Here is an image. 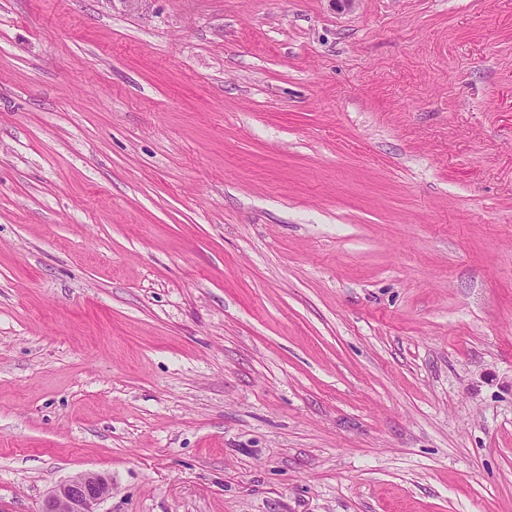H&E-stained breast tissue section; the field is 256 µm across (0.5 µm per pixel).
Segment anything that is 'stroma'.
<instances>
[{"mask_svg": "<svg viewBox=\"0 0 512 512\" xmlns=\"http://www.w3.org/2000/svg\"><path fill=\"white\" fill-rule=\"evenodd\" d=\"M512 512V0H0V512ZM111 490L112 485L102 475L79 473L60 484L45 499L42 512H99L100 502Z\"/></svg>", "mask_w": 512, "mask_h": 512, "instance_id": "1", "label": "stroma"}]
</instances>
